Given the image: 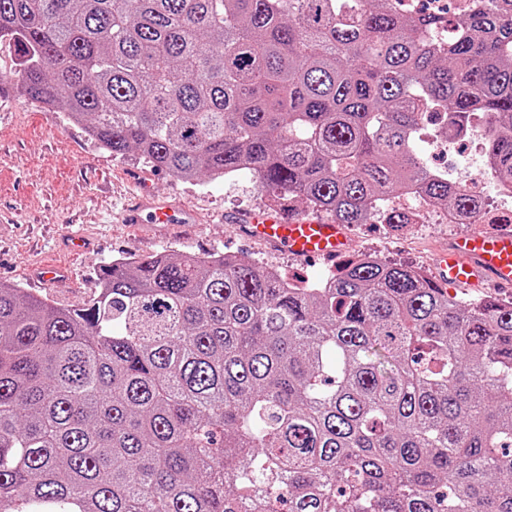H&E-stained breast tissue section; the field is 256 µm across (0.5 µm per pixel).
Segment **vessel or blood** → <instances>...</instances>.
<instances>
[{"label": "vessel or blood", "mask_w": 512, "mask_h": 512, "mask_svg": "<svg viewBox=\"0 0 512 512\" xmlns=\"http://www.w3.org/2000/svg\"><path fill=\"white\" fill-rule=\"evenodd\" d=\"M123 220L128 224H192L196 216L158 197L144 184ZM240 226L248 235L298 257L335 259L349 247L343 225L320 216L284 220L258 212L242 219ZM436 275L448 282L476 285L488 280L512 288V230L491 229L456 238L442 254Z\"/></svg>", "instance_id": "b4317fda"}]
</instances>
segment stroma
I'll use <instances>...</instances> for the list:
<instances>
[{
  "label": "stroma",
  "instance_id": "35a3bbf8",
  "mask_svg": "<svg viewBox=\"0 0 512 512\" xmlns=\"http://www.w3.org/2000/svg\"><path fill=\"white\" fill-rule=\"evenodd\" d=\"M14 63L12 51L1 48L0 211L12 221L0 223V284L23 288L55 306L76 307L92 295L102 265L155 253L234 255L280 267L292 277L312 275L320 282L335 275V262L298 259L239 231L237 218L260 209L286 216L307 213L300 200L273 201L246 171L225 179L183 181L151 169L137 153L112 155L89 138L83 125L18 95L10 82ZM133 173L156 195L193 209L200 223H121L120 209L132 190L127 177ZM479 230L476 224H440L424 214L398 239L379 222L350 226L347 233L352 251L430 268L450 241ZM75 234L87 240L86 250L78 254L66 248ZM46 261L69 267L71 279L57 287L42 286L34 271Z\"/></svg>",
  "mask_w": 512,
  "mask_h": 512
}]
</instances>
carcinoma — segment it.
<instances>
[{"mask_svg": "<svg viewBox=\"0 0 512 512\" xmlns=\"http://www.w3.org/2000/svg\"><path fill=\"white\" fill-rule=\"evenodd\" d=\"M0 0L18 93L187 181L246 170L338 224L417 189L416 145L487 128L512 182V0ZM0 512H512V301L373 257L297 288L224 255L103 265L87 303L0 284ZM446 287L448 288V292L450 295L462 300H468L483 296H492L500 299H511L512 297V290L506 291L498 288H493L488 283H485L483 286L479 288L464 287L457 285H447Z\"/></svg>", "mask_w": 512, "mask_h": 512, "instance_id": "obj_1", "label": "carcinoma"}]
</instances>
